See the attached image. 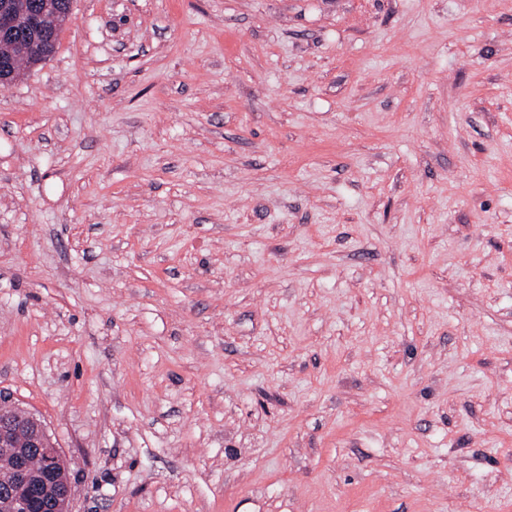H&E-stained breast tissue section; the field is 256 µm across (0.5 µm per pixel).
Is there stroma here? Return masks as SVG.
I'll return each mask as SVG.
<instances>
[{"instance_id":"35a3bbf8","label":"stroma","mask_w":512,"mask_h":512,"mask_svg":"<svg viewBox=\"0 0 512 512\" xmlns=\"http://www.w3.org/2000/svg\"><path fill=\"white\" fill-rule=\"evenodd\" d=\"M0 395L70 512H512V0H72Z\"/></svg>"}]
</instances>
